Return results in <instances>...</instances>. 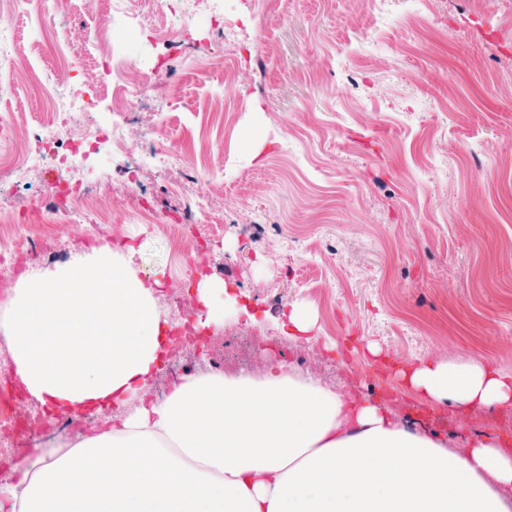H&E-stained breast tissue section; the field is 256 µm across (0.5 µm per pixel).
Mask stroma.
Here are the masks:
<instances>
[{"label": "stroma", "mask_w": 512, "mask_h": 512, "mask_svg": "<svg viewBox=\"0 0 512 512\" xmlns=\"http://www.w3.org/2000/svg\"><path fill=\"white\" fill-rule=\"evenodd\" d=\"M222 3L251 40L225 39L212 65L209 14L185 27L168 18L166 34L198 51L154 75L164 98L130 115L121 148L105 146L99 222L40 225L61 246L57 265L88 240L135 236L142 272L167 269L161 309L174 321L193 314L192 256L165 230L192 189L177 168L141 155L151 146L185 164L207 155L214 171L197 188L212 198L209 232L193 221L177 229L255 315L225 314L208 335L224 373L260 376L281 361L334 389L393 401L400 415L423 414L425 431L452 451L484 430L512 444V410L439 406L391 370L472 355L512 374V0H428L412 19L400 8L372 16L371 0ZM126 7L145 28L123 78L138 86L143 62L156 60L165 4ZM58 12L70 22L67 57L80 62L69 77L87 79L100 61L88 42L111 19L112 0H60ZM0 41L25 53L18 145L53 106L28 84L27 65L57 58L30 16L0 13ZM297 302L316 314V342L283 326ZM370 344L389 369L376 368Z\"/></svg>", "instance_id": "35a3bbf8"}]
</instances>
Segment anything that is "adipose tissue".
<instances>
[{
    "instance_id": "1",
    "label": "adipose tissue",
    "mask_w": 512,
    "mask_h": 512,
    "mask_svg": "<svg viewBox=\"0 0 512 512\" xmlns=\"http://www.w3.org/2000/svg\"><path fill=\"white\" fill-rule=\"evenodd\" d=\"M134 245L103 244L22 275L0 302V335L27 396L91 415L71 447L10 461L0 512H512V453L492 436L467 452L278 364L259 378L187 375L150 396L173 326L158 305L165 268L140 273ZM196 329L236 299L223 279L191 285ZM403 384L470 413L512 409V374L477 358L421 359Z\"/></svg>"
}]
</instances>
